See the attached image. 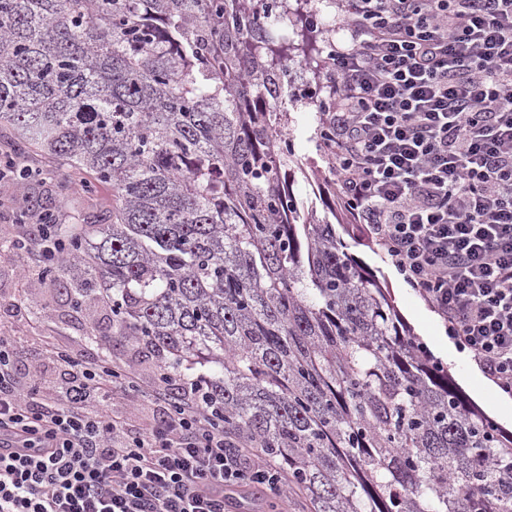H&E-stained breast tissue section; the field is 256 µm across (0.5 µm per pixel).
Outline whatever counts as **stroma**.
<instances>
[{
  "mask_svg": "<svg viewBox=\"0 0 512 512\" xmlns=\"http://www.w3.org/2000/svg\"><path fill=\"white\" fill-rule=\"evenodd\" d=\"M341 5L342 0H289L287 18L271 20L268 30L278 40L293 38L291 20L306 19L315 13L330 20L340 13ZM313 36L321 51L336 39L337 34L332 29L323 28L314 30ZM320 51L296 57L282 93L285 137L292 152L288 161L291 190L305 209L314 210L317 216L329 217L336 226L337 235L349 244L351 252L377 275L413 333L448 368L464 394L479 409H487V401L479 398L468 382L466 364L456 358L457 348L448 337L443 317L385 261L382 246L368 225L347 207L339 192L321 139L324 121L321 102L326 96L327 69L322 65ZM65 177V172L54 171L48 179L29 182L22 191L9 184L0 185V300L21 298L24 322L35 323L41 330L40 336L25 334L21 337L27 354L22 378L37 384L42 398L55 397L65 369L44 351L40 338L45 335L66 345L82 364L106 360L120 373L135 368L141 384L153 383L157 377L154 359L139 356L136 350L124 344L108 347L90 339V332L108 330L112 320L108 309L91 302L73 308L66 296L35 276L31 277L24 294L15 292V271L24 259L13 253L6 241L16 235L21 213L36 206L44 209L60 206L68 221L78 224L84 217L112 205V193L108 188L101 186L89 194L73 192L63 188ZM111 410L122 418L129 431L135 433L153 425L159 417L155 402L135 392L112 401Z\"/></svg>",
  "mask_w": 512,
  "mask_h": 512,
  "instance_id": "stroma-1",
  "label": "stroma"
}]
</instances>
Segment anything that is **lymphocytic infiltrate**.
Instances as JSON below:
<instances>
[{
  "label": "lymphocytic infiltrate",
  "instance_id": "f902f5d3",
  "mask_svg": "<svg viewBox=\"0 0 512 512\" xmlns=\"http://www.w3.org/2000/svg\"><path fill=\"white\" fill-rule=\"evenodd\" d=\"M323 137L340 191L448 334L512 395V0H345ZM22 306L0 303V512H230L239 492L288 505V476L224 445L194 388L130 435L109 408L134 370L78 369L51 402L19 370Z\"/></svg>",
  "mask_w": 512,
  "mask_h": 512
}]
</instances>
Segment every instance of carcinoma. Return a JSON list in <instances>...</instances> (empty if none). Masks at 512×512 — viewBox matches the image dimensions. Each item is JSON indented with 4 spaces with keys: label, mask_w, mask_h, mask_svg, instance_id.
<instances>
[{
    "label": "carcinoma",
    "mask_w": 512,
    "mask_h": 512,
    "mask_svg": "<svg viewBox=\"0 0 512 512\" xmlns=\"http://www.w3.org/2000/svg\"><path fill=\"white\" fill-rule=\"evenodd\" d=\"M263 0H0V122L112 188L57 226L41 276L117 340L197 375L224 436L313 512H512V434L455 386L335 225L301 209L282 142L303 50Z\"/></svg>",
    "instance_id": "obj_1"
}]
</instances>
